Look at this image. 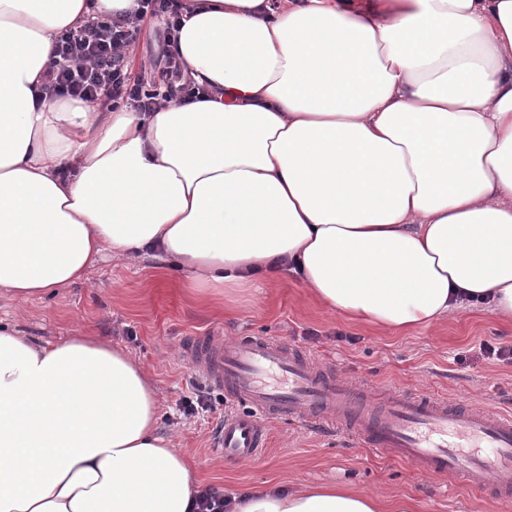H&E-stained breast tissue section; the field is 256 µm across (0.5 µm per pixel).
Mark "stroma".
<instances>
[{"label": "stroma", "mask_w": 512, "mask_h": 512, "mask_svg": "<svg viewBox=\"0 0 512 512\" xmlns=\"http://www.w3.org/2000/svg\"><path fill=\"white\" fill-rule=\"evenodd\" d=\"M164 24L146 22L127 55L132 75L157 64ZM0 322L30 338L60 342L74 333L98 336L140 360L162 403V432L173 434L200 485L236 490L267 481L334 482L404 504L408 512H492L488 492L449 485L410 465L362 448L343 433L301 426L288 417L268 425V446L255 461L229 463L211 451L225 414L224 394L209 390L210 407L184 416L195 376L182 359L189 336H269L302 347L323 371L371 389L454 397L512 413V360L486 356L485 345L512 346V325L479 306L450 321L386 334L349 321L313 301L291 277L237 302L195 295L182 272L155 258L100 262L89 280L43 299L19 302L0 290Z\"/></svg>", "instance_id": "obj_1"}]
</instances>
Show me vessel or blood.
Wrapping results in <instances>:
<instances>
[{"mask_svg": "<svg viewBox=\"0 0 512 512\" xmlns=\"http://www.w3.org/2000/svg\"><path fill=\"white\" fill-rule=\"evenodd\" d=\"M184 358L209 387L243 412L225 414L214 451L228 461L259 457L264 419L288 415L328 424L423 473L489 489L499 512H512V416L459 400L390 390L374 395L312 367L298 346L259 336H192Z\"/></svg>", "mask_w": 512, "mask_h": 512, "instance_id": "b4317fda", "label": "vessel or blood"}]
</instances>
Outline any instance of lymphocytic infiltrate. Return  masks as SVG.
Instances as JSON below:
<instances>
[{"label": "lymphocytic infiltrate", "instance_id": "f902f5d3", "mask_svg": "<svg viewBox=\"0 0 512 512\" xmlns=\"http://www.w3.org/2000/svg\"><path fill=\"white\" fill-rule=\"evenodd\" d=\"M181 10V0H139L134 12L92 19L81 28L63 32L55 48L56 59L48 70L46 92L108 111L123 104L153 112L184 101L192 90L175 52V28ZM148 17L162 19L165 24L163 69L160 79L133 80L124 69V57Z\"/></svg>", "mask_w": 512, "mask_h": 512}]
</instances>
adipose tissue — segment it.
<instances>
[{
    "instance_id": "adipose-tissue-1",
    "label": "adipose tissue",
    "mask_w": 512,
    "mask_h": 512,
    "mask_svg": "<svg viewBox=\"0 0 512 512\" xmlns=\"http://www.w3.org/2000/svg\"><path fill=\"white\" fill-rule=\"evenodd\" d=\"M136 0H0V288L41 299L105 254L196 289L299 277L385 332L470 303L512 321V0H185L202 100L91 111L44 89L57 37ZM133 355L0 325V512H195ZM347 485L230 512H384Z\"/></svg>"
}]
</instances>
